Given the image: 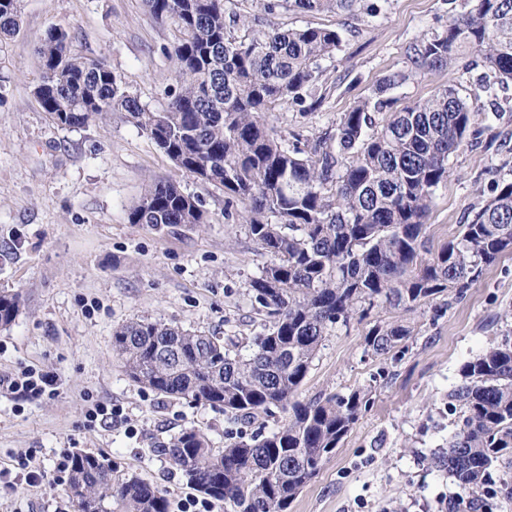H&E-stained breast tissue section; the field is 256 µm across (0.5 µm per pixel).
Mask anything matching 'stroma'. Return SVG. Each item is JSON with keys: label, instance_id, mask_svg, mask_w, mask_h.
<instances>
[{"label": "stroma", "instance_id": "stroma-1", "mask_svg": "<svg viewBox=\"0 0 512 512\" xmlns=\"http://www.w3.org/2000/svg\"><path fill=\"white\" fill-rule=\"evenodd\" d=\"M463 6L386 0L374 17L365 8L268 16L270 28L325 27L342 36L305 103L272 113L270 127L285 139L335 127L380 78L406 68L410 45L443 31ZM54 27L71 29L72 54L106 59L150 110L175 86L167 56L175 26L153 18L142 0H23L20 30L0 48V295L22 298L15 321L0 327V373L34 365L59 378L53 397L0 398V464L27 457L48 473L42 483L0 495V512H74L68 473L59 467L68 453L103 459L117 479L138 475L177 512L195 490L159 445L196 429L218 449L229 433L269 431L286 414L273 407L242 424L210 406L158 395L127 377L112 332L148 319L229 336L247 350L266 321L250 282L270 257L250 238L242 203L178 169L124 113L81 128L50 121L33 94L40 76L34 46ZM484 76L471 53L449 70L413 71L393 95L403 106L452 82L466 97ZM491 107L498 119L448 160L450 176L425 223L432 247L458 233L493 181L512 179V85L497 89ZM156 180L198 197L203 226L130 223L131 208ZM392 321L412 330L404 353L366 352L368 329ZM510 333L512 252L461 300L442 295L408 311L379 306L331 328L298 398L360 390L368 403L290 512H440L447 502L455 512H512V500L463 487L435 465L459 419L448 394L463 382L462 365ZM94 402L122 408L125 422L87 427Z\"/></svg>", "mask_w": 512, "mask_h": 512}]
</instances>
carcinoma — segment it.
<instances>
[{"label":"carcinoma","instance_id":"1","mask_svg":"<svg viewBox=\"0 0 512 512\" xmlns=\"http://www.w3.org/2000/svg\"><path fill=\"white\" fill-rule=\"evenodd\" d=\"M145 0L152 16L171 19L176 89L152 111L103 59L70 54L69 32L50 29L35 45L41 76L34 94L53 123L80 128L124 112L180 168L224 189L247 206L248 234L270 263L252 280L254 299L271 325L246 358L231 339L159 321L123 324L112 347L126 375L165 397L218 407L249 423L280 407L288 419L270 433L230 438L220 450L204 433L185 429L157 452L197 491L232 512H288L357 418L365 394L297 399L312 360L331 328L375 304L410 310L443 294L463 298L499 257L512 251V180L495 181L491 196L438 250L424 235L448 159L465 142L480 108L453 84L392 111V90L406 71L379 80L373 96L342 114L334 130L286 142L266 125L268 114L305 102L320 62L342 42L336 29L263 27V16L351 11L357 0ZM23 0H0V41L20 30ZM245 27L238 36L234 30ZM475 51L486 70L474 99L512 82V0H466L440 33L411 48L415 69H451ZM390 113L376 121L375 115ZM133 224L204 223L198 200L172 181L152 183L131 209ZM17 294L0 295V327L20 311ZM409 326L376 323L366 351L396 357ZM451 393L463 419L437 458L468 488L488 484L512 460V338L472 360ZM75 512H168L165 496L145 480L112 478L98 457H71L68 481Z\"/></svg>","mask_w":512,"mask_h":512}]
</instances>
